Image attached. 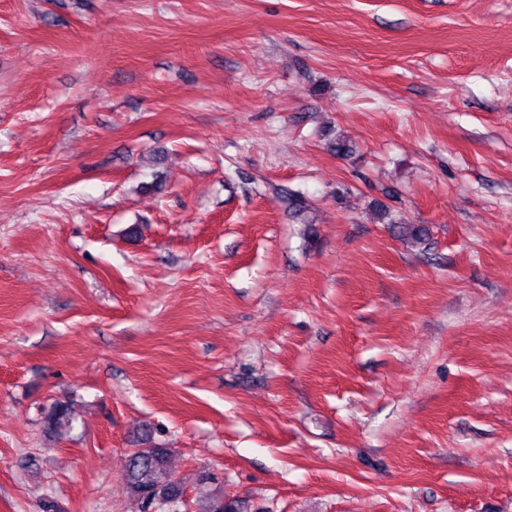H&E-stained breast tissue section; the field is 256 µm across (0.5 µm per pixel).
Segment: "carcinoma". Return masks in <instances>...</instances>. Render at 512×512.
<instances>
[{"mask_svg":"<svg viewBox=\"0 0 512 512\" xmlns=\"http://www.w3.org/2000/svg\"><path fill=\"white\" fill-rule=\"evenodd\" d=\"M399 233L416 244L429 239V228L423 224H402ZM45 432L61 435L72 428L71 406L66 401L52 403L44 412ZM127 488L140 505V512H175L166 505L172 495L183 489L168 466V449L156 446L139 448L126 460ZM205 503L203 512H246L244 506L229 501L221 488H210L199 495Z\"/></svg>","mask_w":512,"mask_h":512,"instance_id":"carcinoma-1","label":"carcinoma"}]
</instances>
